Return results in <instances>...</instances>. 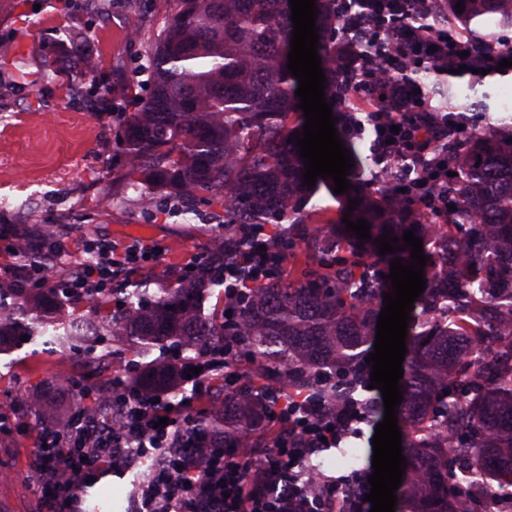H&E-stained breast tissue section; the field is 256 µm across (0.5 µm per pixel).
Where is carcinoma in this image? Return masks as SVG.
Here are the masks:
<instances>
[{
    "instance_id": "cac0c4a2",
    "label": "carcinoma",
    "mask_w": 512,
    "mask_h": 512,
    "mask_svg": "<svg viewBox=\"0 0 512 512\" xmlns=\"http://www.w3.org/2000/svg\"><path fill=\"white\" fill-rule=\"evenodd\" d=\"M341 0H316L318 54L335 128L352 112V73ZM448 16L469 39L475 67L498 59L499 42L481 28L512 31V0H447ZM464 4L456 12V5ZM289 0H176V9L149 56L152 92L124 123L127 188L142 197L165 189L183 199L224 207V236L238 224H279L299 214L291 250L308 260L295 278L274 277L242 296L237 315L206 317L199 302L209 283L186 276L152 292L125 293L121 314L107 333L123 336L144 359L131 384L175 395L177 363L154 358L171 349L190 360L224 337L241 336L249 375L203 418L210 436L236 448L248 433L264 431L263 406L273 383L308 391L328 405L359 398L364 360L373 350L383 294L392 292L381 266L410 260V249L379 254L375 240L391 230L423 240L425 290L413 304L406 337L403 400L397 407L407 466L396 495L399 512H490L487 490L512 500V116L484 105V117L448 136V164L457 173L441 224L400 195L397 177L366 182L355 142L345 141L355 166L347 179L370 239L345 241L306 225L305 164L295 146L305 118L298 80L287 68L291 50ZM475 85L451 112L471 109ZM67 301L61 288L0 282V354L23 336L45 335L62 349L99 339L71 322L50 323ZM27 403L50 424L67 418L45 405L42 393Z\"/></svg>"
}]
</instances>
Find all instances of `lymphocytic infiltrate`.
I'll list each match as a JSON object with an SVG mask.
<instances>
[{
	"label": "lymphocytic infiltrate",
	"mask_w": 512,
	"mask_h": 512,
	"mask_svg": "<svg viewBox=\"0 0 512 512\" xmlns=\"http://www.w3.org/2000/svg\"><path fill=\"white\" fill-rule=\"evenodd\" d=\"M394 2L366 0V10L350 14L351 26L378 25L383 48L378 81L355 79L354 103L368 109V118L352 120L345 131L355 136L365 125H373L376 156L399 170L415 171L414 177L400 183L410 201L437 207L444 215L450 178L437 138L448 118L433 106L413 74L428 70L444 75L449 66L465 65L469 44L446 19L426 28L410 25L404 12L394 10ZM85 249L93 254L90 262L56 277L70 297L80 300L98 297L107 285L145 274L158 252L146 241L119 249L104 239L89 241ZM287 255L282 237L272 235L267 225L247 224L236 229L225 252L209 250L184 270L223 281L224 308L233 311L252 286L284 274ZM194 366L200 369L195 376L190 373ZM212 370L205 355L194 364H182V373L191 376V393L186 403L172 410L122 382L92 389L80 379L67 378V392L88 405L73 433L45 426L33 434L43 508L82 512L79 492L88 480L122 471L127 456L137 452L156 462L147 512H370L372 504L365 499L371 491L368 473L332 479L299 469L302 462L348 439L368 420L366 406L348 398L329 406L281 386L265 406L274 431L268 436L263 462H256L244 447L201 452L193 446L200 416L197 404L204 377ZM104 406L120 410L119 425L101 420L98 411ZM79 440L86 445L80 456L73 452Z\"/></svg>",
	"instance_id": "lymphocytic-infiltrate-1"
}]
</instances>
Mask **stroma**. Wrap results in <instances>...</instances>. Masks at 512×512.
I'll return each instance as SVG.
<instances>
[{
	"instance_id": "1",
	"label": "stroma",
	"mask_w": 512,
	"mask_h": 512,
	"mask_svg": "<svg viewBox=\"0 0 512 512\" xmlns=\"http://www.w3.org/2000/svg\"><path fill=\"white\" fill-rule=\"evenodd\" d=\"M127 6L141 30L130 42L115 9ZM174 9L172 0H0V266L8 247L23 237L39 244L43 225H57L65 245L57 261L76 266L82 244L105 238L122 246L151 241L164 251L150 275L132 287L163 288L191 258L205 252L224 222L223 209L198 202L202 217L182 220L170 195L161 193L151 212L137 195L111 204L112 180L125 165L121 113L138 111L150 94L142 65ZM94 69L98 91L87 94L85 72ZM138 358L119 336L107 339L106 352L92 355L23 342L0 358V415L13 424L40 426L36 411L22 406L25 393L44 392L61 413L76 406L59 394L63 376L93 386L127 378ZM36 450L27 435L0 434V502L9 512H39ZM135 485L129 473L112 474L84 489L85 512H124Z\"/></svg>"
}]
</instances>
